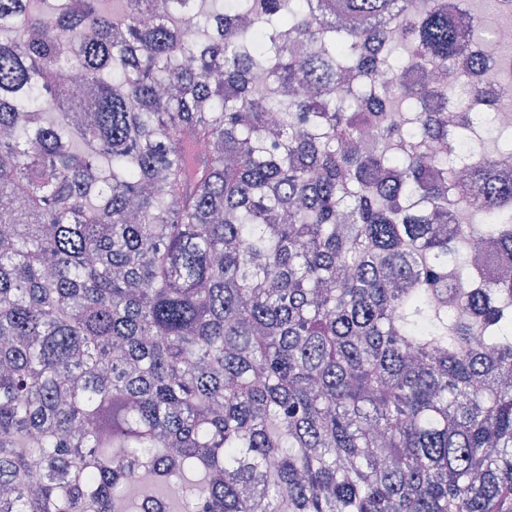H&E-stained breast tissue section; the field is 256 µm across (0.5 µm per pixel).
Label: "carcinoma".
Segmentation results:
<instances>
[{
	"instance_id": "1",
	"label": "carcinoma",
	"mask_w": 512,
	"mask_h": 512,
	"mask_svg": "<svg viewBox=\"0 0 512 512\" xmlns=\"http://www.w3.org/2000/svg\"><path fill=\"white\" fill-rule=\"evenodd\" d=\"M456 57L448 0H0V512H512Z\"/></svg>"
}]
</instances>
